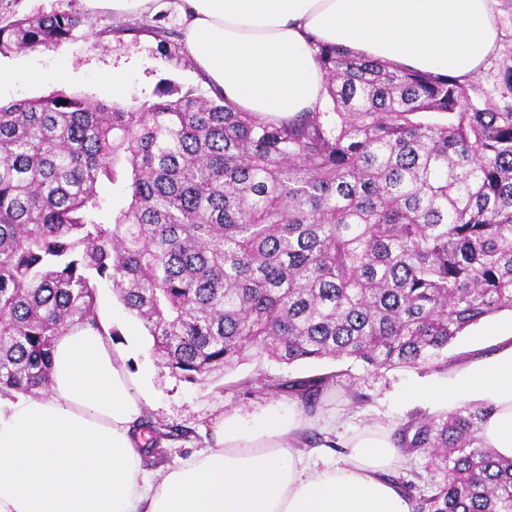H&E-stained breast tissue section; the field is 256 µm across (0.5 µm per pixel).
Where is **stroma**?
Instances as JSON below:
<instances>
[{"instance_id": "obj_1", "label": "stroma", "mask_w": 512, "mask_h": 512, "mask_svg": "<svg viewBox=\"0 0 512 512\" xmlns=\"http://www.w3.org/2000/svg\"><path fill=\"white\" fill-rule=\"evenodd\" d=\"M51 13L76 14L81 23L59 48L0 55V65L18 73L17 78L0 84V105L60 90L93 102L108 101L112 98L110 77L116 70L127 74L122 94L127 103L150 99L158 88L168 85L213 96L208 77L186 58L181 17L175 7L117 17L89 9L85 0H0V20L5 22ZM98 307L112 321L115 347L129 350V336L141 339L142 349L129 350L127 367L147 378L149 399L144 416L159 428L173 426L182 431L181 436L161 438L152 452L144 455L143 466L153 473L206 448L216 421L233 417L248 425L253 415L266 411L282 416L304 412L309 421L304 433L316 439L308 453L316 459L343 461L348 454L347 438L362 429L382 426L395 439L412 418L440 414L441 406L415 396V389L444 380L474 357H487L497 350L496 337L487 335L486 325L481 324L449 347L445 367L374 371L348 360L286 366L255 357L234 370L214 373L204 383L191 384L163 364L143 326L127 313L111 289L99 290ZM337 369L342 370V377L319 394L311 412L305 411L298 396L273 395L262 384L266 375L303 378Z\"/></svg>"}]
</instances>
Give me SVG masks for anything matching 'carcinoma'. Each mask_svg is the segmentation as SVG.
<instances>
[{"label": "carcinoma", "mask_w": 512, "mask_h": 512, "mask_svg": "<svg viewBox=\"0 0 512 512\" xmlns=\"http://www.w3.org/2000/svg\"><path fill=\"white\" fill-rule=\"evenodd\" d=\"M503 50L466 79L315 43L326 99L290 119L169 86L140 103L65 91L0 106V392L49 387L52 344L98 327L104 285L174 373L448 365L512 312V0ZM80 18L0 25V54L56 49ZM341 377L264 378L308 408ZM489 407L401 436L440 479L414 512H512Z\"/></svg>", "instance_id": "carcinoma-1"}]
</instances>
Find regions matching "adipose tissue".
<instances>
[{
    "mask_svg": "<svg viewBox=\"0 0 512 512\" xmlns=\"http://www.w3.org/2000/svg\"><path fill=\"white\" fill-rule=\"evenodd\" d=\"M498 0H174L183 46L237 111L275 119L325 96L311 41L452 77L478 75L501 39ZM505 346L423 389L438 404L489 405L484 446L512 459V322ZM143 382L109 323L55 340L47 391L0 402V512H412L386 471V430L349 437L346 461L311 463L286 436L307 421H222L213 448L150 477L136 447Z\"/></svg>",
    "mask_w": 512,
    "mask_h": 512,
    "instance_id": "1",
    "label": "adipose tissue"
}]
</instances>
